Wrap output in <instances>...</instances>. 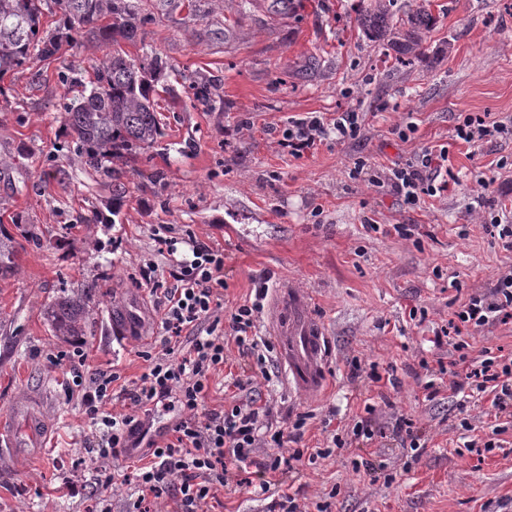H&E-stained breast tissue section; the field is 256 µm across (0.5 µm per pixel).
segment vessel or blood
I'll return each instance as SVG.
<instances>
[{
  "instance_id": "obj_1",
  "label": "vessel or blood",
  "mask_w": 512,
  "mask_h": 512,
  "mask_svg": "<svg viewBox=\"0 0 512 512\" xmlns=\"http://www.w3.org/2000/svg\"><path fill=\"white\" fill-rule=\"evenodd\" d=\"M308 307L307 295L296 289L273 290L265 329L278 341L280 362L289 386L300 393L314 395L327 383L329 356L324 329L310 316ZM145 315L139 296L133 294L113 307L112 322L121 338L129 340L139 336ZM14 415L21 428L13 438V447L38 453L49 431L48 422L26 398L16 401Z\"/></svg>"
}]
</instances>
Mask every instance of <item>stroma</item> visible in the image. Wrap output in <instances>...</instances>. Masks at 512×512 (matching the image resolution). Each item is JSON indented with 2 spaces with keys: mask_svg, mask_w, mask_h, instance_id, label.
Wrapping results in <instances>:
<instances>
[{
  "mask_svg": "<svg viewBox=\"0 0 512 512\" xmlns=\"http://www.w3.org/2000/svg\"><path fill=\"white\" fill-rule=\"evenodd\" d=\"M422 4L435 24L419 59L404 66L363 31V0H293L286 10L275 0H201L193 16L146 0V36L124 49L166 59L171 91L158 99L164 136L129 163L122 192L62 147L60 105L77 93L67 81L101 50L65 47L39 73L0 81V232L23 244L14 273L0 278V420L14 399L33 397L51 426L39 458L0 464V512H128L136 499L148 448L118 456L114 482L101 486L85 446L94 425L68 390L67 365L49 357L77 346L90 369H116L128 383L143 373L142 352L161 349L163 305L142 271L164 282L172 270L153 240L163 224L178 240L223 249L220 319L257 289L289 287L309 296L310 315L325 326L323 395L290 388L276 357L250 390L235 388L242 357L231 342L204 402L221 410L253 397L273 424L305 418L307 448L368 421L372 440L286 478L301 512L323 503L328 512H512V428L499 448L467 449L496 423L489 400L463 402L445 389L431 400L425 390L453 353L433 346V330L512 268V251L482 230L512 209V140L453 138L461 114L512 118V0H398L396 9ZM196 72L221 83L223 110L194 103L187 77ZM352 110L363 117L356 139L330 138L299 158L279 143L289 119ZM410 122L414 132L399 138ZM443 147L453 177L415 209L390 186L353 175L361 159L388 166ZM502 158L508 168H497ZM394 224L416 225L414 237L392 233ZM91 280L102 286L85 336L76 346L57 339L48 306ZM132 293L150 325L122 344L112 338V308ZM414 310L425 311L422 325ZM374 363L393 367L396 385L373 383ZM399 416L413 420L420 449L396 432ZM356 460L373 471H353ZM388 473L395 482H385Z\"/></svg>",
  "mask_w": 512,
  "mask_h": 512,
  "instance_id": "35a3bbf8",
  "label": "stroma"
}]
</instances>
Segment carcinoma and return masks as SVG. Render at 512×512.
<instances>
[{
    "mask_svg": "<svg viewBox=\"0 0 512 512\" xmlns=\"http://www.w3.org/2000/svg\"><path fill=\"white\" fill-rule=\"evenodd\" d=\"M397 0H371L360 24L373 38H386L404 57L414 54L422 33L434 22L421 6L408 13L399 25L391 23ZM61 11L54 28L42 18L52 6ZM145 16L132 0H0V79L22 73L45 62L61 50L83 41L112 46V52L94 65L91 88L63 103L65 147L112 187L122 189L125 165L158 145L163 131L157 112V85L164 80L169 63L161 56L132 57L121 42L143 38ZM193 100L206 110L224 102L221 84L205 75L188 77ZM19 244L0 238V276L15 270ZM97 294L91 283L79 296H61L48 308L57 337L67 341L83 335L84 318Z\"/></svg>",
    "mask_w": 512,
    "mask_h": 512,
    "instance_id": "carcinoma-1",
    "label": "carcinoma"
}]
</instances>
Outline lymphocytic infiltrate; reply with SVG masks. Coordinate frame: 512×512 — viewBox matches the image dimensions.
Instances as JSON below:
<instances>
[{"instance_id": "f902f5d3", "label": "lymphocytic infiltrate", "mask_w": 512, "mask_h": 512, "mask_svg": "<svg viewBox=\"0 0 512 512\" xmlns=\"http://www.w3.org/2000/svg\"><path fill=\"white\" fill-rule=\"evenodd\" d=\"M362 118L356 112L340 113L332 121L308 116L289 122L282 131L281 143L294 155H301L316 143L333 138L343 142L357 138ZM457 139L481 145L498 139L512 138V119L490 120L469 113L455 128ZM447 149L426 151L417 158L390 167L358 161L357 177L369 183L388 185L404 204L414 208L425 198L444 192L448 184L440 180L441 163L447 162ZM155 242L173 256L172 282L151 288L161 291L165 313L163 351L155 355L143 352L147 367L133 389L127 391L132 411L125 415L105 413L102 406L110 397L112 385L120 378L116 370L87 373L84 351L53 356V363L69 365L73 387L82 393L85 412L91 420L101 422L108 432L90 441L100 460H107L132 450L131 439L143 428L142 418L151 414L159 403L175 399L184 416L174 424L173 440L152 442L150 464L140 467L137 482L142 496L172 493L174 512H210L209 501L215 487L227 492L249 488L254 494L270 493L271 474L292 471L303 458H326L334 449L345 447L340 437H333L326 448L289 449L286 428L266 422V407L256 399L230 408L197 416L196 411L209 389V373L224 365V339L232 337L239 348L264 365L272 343L255 332L261 301H246L231 312L223 334H216L207 322L221 306L224 292V253L207 244L192 242L191 251L178 255L174 238L164 234ZM512 319V271L500 276L490 291L469 295L454 311L446 327L435 332V344L449 343L457 353L456 366L464 373L463 382H451V391L470 389L490 394L491 404L499 412L512 407V358L484 355L471 357L469 338L478 332ZM188 339L187 355H177L174 343Z\"/></svg>"}]
</instances>
